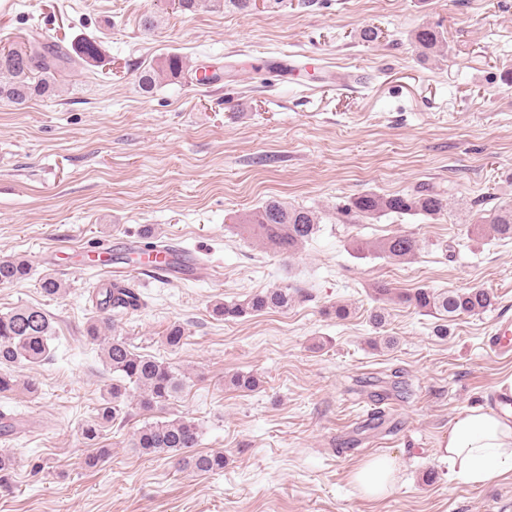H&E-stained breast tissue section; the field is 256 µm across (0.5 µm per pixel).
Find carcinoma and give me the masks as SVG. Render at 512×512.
<instances>
[{
    "instance_id": "1",
    "label": "carcinoma",
    "mask_w": 512,
    "mask_h": 512,
    "mask_svg": "<svg viewBox=\"0 0 512 512\" xmlns=\"http://www.w3.org/2000/svg\"><path fill=\"white\" fill-rule=\"evenodd\" d=\"M416 46L432 52L439 46V36L431 28H420L414 33ZM75 55L54 50L32 39L26 49H0V100L22 105L35 98L57 91L58 72L78 57L94 61L98 57L95 42L83 40L74 47ZM185 69L183 57L166 56L152 69L140 72L139 87L149 93L160 79H176ZM448 203L444 197L428 189L406 195H379L365 193L351 198L338 214L343 221L357 224L365 219L386 214L423 215L436 218L444 214ZM322 216L309 208L287 205L278 199H269L258 210L243 218L237 225L240 233L261 242L280 255L291 256L315 234ZM473 230H487L500 240H512V205L501 207L490 214L476 217ZM357 250L383 255L396 261L413 259L420 250L419 240L411 234H398L377 243H360ZM30 268L21 257L0 259V285L26 279ZM299 294L296 288H273L250 296L243 301L217 302L212 307L216 317L226 320L273 309H285ZM375 294L382 301L393 297L423 312L437 313L443 319L461 315L478 314L492 305L493 296L482 288L464 291L435 293L428 288H418L412 293L392 295L391 289L380 284ZM146 306L144 299L132 288L112 285L96 293V310L99 325L109 327L122 314ZM98 325L89 328L90 338L102 344L106 368L112 372V384L107 396L96 408V416L81 426L80 436L95 452L85 458V465L93 467L110 454V449L100 446L106 428L125 422L129 407L151 412L161 410L181 392L187 382L185 372L169 362L152 355L135 351L126 336L112 334L98 336ZM54 336L52 318L44 310L16 307L0 314V394L14 390L16 380L10 367L25 362L39 365L51 356L50 341ZM165 344L172 350L180 349L186 341L185 328L174 323L164 336ZM200 439L198 426L182 416L146 422L129 435L126 447L136 449L146 456L167 455L181 469L197 474H214L224 470L222 451L197 452Z\"/></svg>"
}]
</instances>
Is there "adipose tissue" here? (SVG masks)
I'll return each instance as SVG.
<instances>
[{
    "label": "adipose tissue",
    "instance_id": "adipose-tissue-1",
    "mask_svg": "<svg viewBox=\"0 0 512 512\" xmlns=\"http://www.w3.org/2000/svg\"><path fill=\"white\" fill-rule=\"evenodd\" d=\"M437 453L448 463L451 475L480 485L493 474L512 471V414H501L478 405L459 411ZM398 464L376 456L359 466L353 482L370 499L386 496L394 486Z\"/></svg>",
    "mask_w": 512,
    "mask_h": 512
}]
</instances>
